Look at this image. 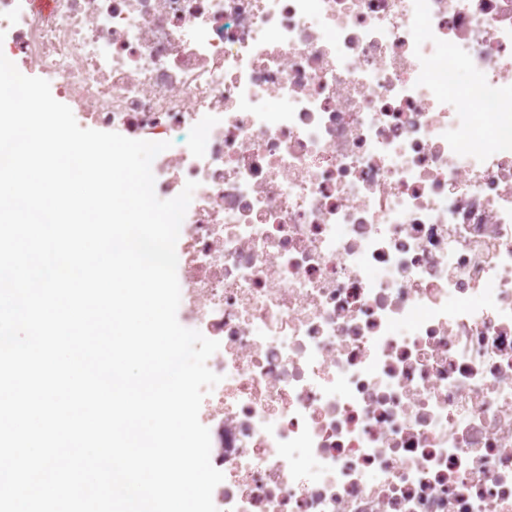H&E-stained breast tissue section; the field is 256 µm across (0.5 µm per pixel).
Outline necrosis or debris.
<instances>
[{
  "mask_svg": "<svg viewBox=\"0 0 512 512\" xmlns=\"http://www.w3.org/2000/svg\"><path fill=\"white\" fill-rule=\"evenodd\" d=\"M0 48L198 184L218 512H512V0H0Z\"/></svg>",
  "mask_w": 512,
  "mask_h": 512,
  "instance_id": "obj_1",
  "label": "necrosis or debris"
}]
</instances>
